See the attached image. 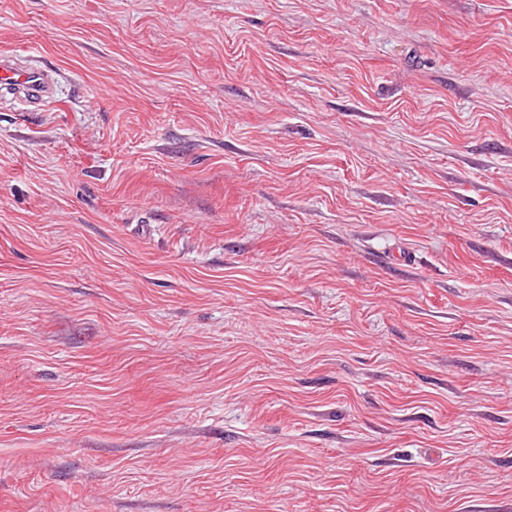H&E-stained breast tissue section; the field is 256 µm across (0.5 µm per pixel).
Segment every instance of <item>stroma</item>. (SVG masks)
I'll return each instance as SVG.
<instances>
[{"mask_svg":"<svg viewBox=\"0 0 512 512\" xmlns=\"http://www.w3.org/2000/svg\"><path fill=\"white\" fill-rule=\"evenodd\" d=\"M0 512H512V0H0ZM52 70L19 64L11 56L1 55L0 91L13 94L27 103H41L53 95Z\"/></svg>","mask_w":512,"mask_h":512,"instance_id":"1","label":"stroma"}]
</instances>
